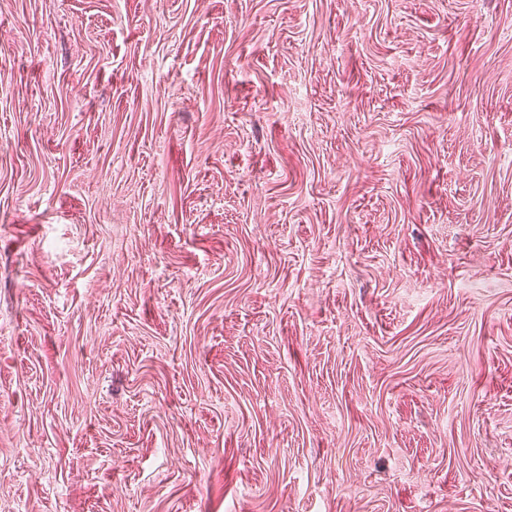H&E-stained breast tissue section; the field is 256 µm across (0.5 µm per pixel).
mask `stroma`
I'll return each instance as SVG.
<instances>
[{
    "label": "stroma",
    "mask_w": 512,
    "mask_h": 512,
    "mask_svg": "<svg viewBox=\"0 0 512 512\" xmlns=\"http://www.w3.org/2000/svg\"><path fill=\"white\" fill-rule=\"evenodd\" d=\"M0 512H512V0H0Z\"/></svg>",
    "instance_id": "35a3bbf8"
}]
</instances>
